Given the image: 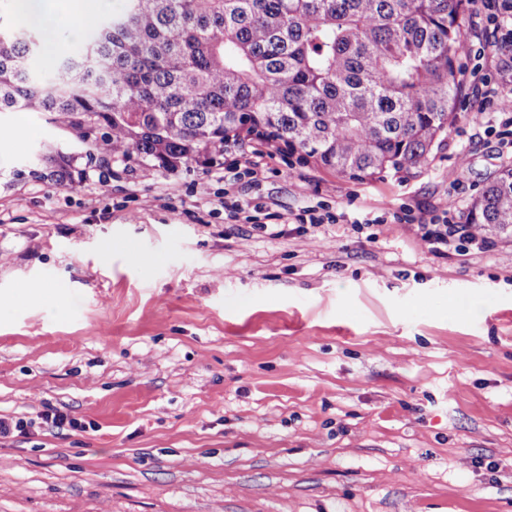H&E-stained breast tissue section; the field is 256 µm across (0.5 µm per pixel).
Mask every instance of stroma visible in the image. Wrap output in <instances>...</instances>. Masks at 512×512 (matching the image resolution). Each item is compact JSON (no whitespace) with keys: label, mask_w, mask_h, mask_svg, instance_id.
I'll return each mask as SVG.
<instances>
[{"label":"stroma","mask_w":512,"mask_h":512,"mask_svg":"<svg viewBox=\"0 0 512 512\" xmlns=\"http://www.w3.org/2000/svg\"><path fill=\"white\" fill-rule=\"evenodd\" d=\"M89 2L58 52L125 6ZM492 123L457 107L418 175L257 143L148 177L0 111V416L80 424L0 443V512H512V233L434 253L417 230L512 168ZM43 161L56 181L60 183L72 181L74 158L71 155L57 151L44 157Z\"/></svg>","instance_id":"35a3bbf8"}]
</instances>
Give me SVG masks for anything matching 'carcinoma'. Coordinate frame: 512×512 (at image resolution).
I'll return each instance as SVG.
<instances>
[{
    "mask_svg": "<svg viewBox=\"0 0 512 512\" xmlns=\"http://www.w3.org/2000/svg\"><path fill=\"white\" fill-rule=\"evenodd\" d=\"M466 0H126L35 69L33 30H0V110L44 112L93 158L173 171L253 141L364 181L429 166L455 118ZM60 183L74 158H43ZM470 221L512 231V168Z\"/></svg>",
    "mask_w": 512,
    "mask_h": 512,
    "instance_id": "carcinoma-1",
    "label": "carcinoma"
}]
</instances>
